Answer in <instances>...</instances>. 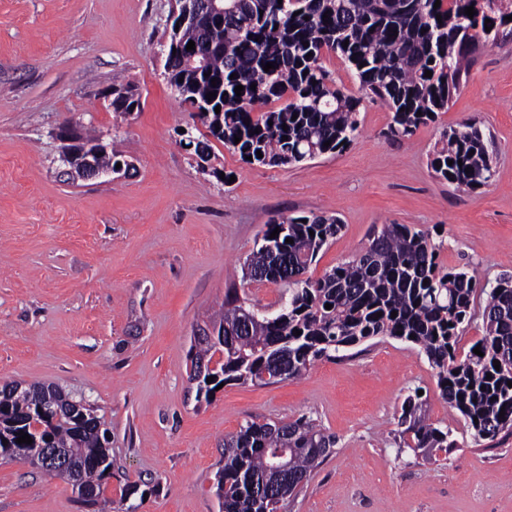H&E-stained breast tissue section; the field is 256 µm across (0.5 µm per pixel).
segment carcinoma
<instances>
[{
    "label": "carcinoma",
    "mask_w": 512,
    "mask_h": 512,
    "mask_svg": "<svg viewBox=\"0 0 512 512\" xmlns=\"http://www.w3.org/2000/svg\"><path fill=\"white\" fill-rule=\"evenodd\" d=\"M239 3L234 16L182 29L180 39L195 42L204 68H190L169 55L165 71L184 103L193 105L206 100L207 93H216L202 123L225 148L243 159L250 156V163L259 165H292L302 162L304 155L343 150L358 130L357 112L364 96L379 99L392 112L388 135L394 138L435 121L448 109L466 73L467 42H496L508 24L504 17L512 15V0ZM470 6L480 7L482 19L491 20V30L470 29L465 14ZM326 51L340 55L354 70L360 95L344 91L329 78L322 65ZM268 62L275 68L266 72ZM427 70L432 77L425 76ZM206 72L210 76H204ZM238 85L244 86L239 97L234 91ZM113 95L117 110L130 112L140 105L130 88L115 89ZM278 101V108L263 110ZM236 135L241 138L237 144ZM327 141L331 145L326 147ZM490 145L474 120L446 129L430 167L439 178L474 191L494 176ZM276 228L278 237H270ZM340 230L337 218L323 214L272 218L265 224L262 241L270 247L260 245L245 258V278L286 286L288 300L276 316L259 315L244 330L240 324L247 309L227 303L214 326L216 336L203 337L192 354L189 380L196 383V396L207 400L221 383H253L264 373L296 378L341 345L391 337L425 352L436 370L442 398L461 413L475 438L492 441L511 431L512 387L507 382L512 381V277L482 285L462 269H444L438 263L440 245L431 233L406 224L382 225L355 259L316 280L307 277L320 250ZM478 290L487 295L484 336L477 341L482 355L471 352L459 359L455 345ZM297 329L302 334L295 335ZM210 376L214 381L209 383ZM83 410L77 412L74 400L54 385L21 390L17 384H4L0 459L13 461L28 446L56 451L65 458L66 468L51 469L34 460L29 464L67 481L86 506L108 512L112 501L105 496V484L113 466L109 439L94 407ZM399 424L408 448L455 447L412 397L402 406ZM22 431L31 436L32 444L16 443ZM335 445L332 435L304 417L273 424L248 422L224 436V465L216 473L222 512H277L274 499L253 489L254 481L269 469L268 449H288L290 486L307 483L328 457L321 449Z\"/></svg>",
    "instance_id": "cac0c4a2"
}]
</instances>
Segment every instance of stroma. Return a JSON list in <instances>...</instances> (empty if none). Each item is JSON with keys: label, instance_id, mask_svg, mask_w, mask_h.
I'll list each match as a JSON object with an SVG mask.
<instances>
[{"label": "stroma", "instance_id": "stroma-1", "mask_svg": "<svg viewBox=\"0 0 512 512\" xmlns=\"http://www.w3.org/2000/svg\"><path fill=\"white\" fill-rule=\"evenodd\" d=\"M173 0H0V384H53L91 404L110 437L112 512H219L224 437L248 422L316 420L336 438L283 512H512V433L474 437L410 342L339 348L301 378L227 384L197 400L191 348L228 295L276 315L284 287L244 280L274 215L339 217L308 275L321 278L384 224L429 230L438 262L480 282L512 276V34L474 54L434 123L388 136L363 101L354 140L294 165L247 164L211 141L201 168L186 137L210 139L167 83ZM133 87L134 112L110 107ZM477 119L496 172L478 190L430 167L443 130ZM66 124L96 130L130 168L64 172ZM231 171L224 183L215 170ZM454 448L401 447L407 396ZM0 512H89L65 481L0 461Z\"/></svg>", "mask_w": 512, "mask_h": 512}]
</instances>
